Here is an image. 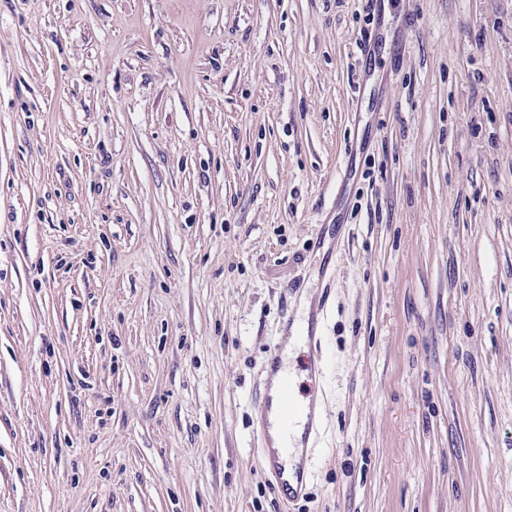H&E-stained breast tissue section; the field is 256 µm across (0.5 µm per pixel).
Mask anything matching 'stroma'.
<instances>
[{"label":"stroma","mask_w":512,"mask_h":512,"mask_svg":"<svg viewBox=\"0 0 512 512\" xmlns=\"http://www.w3.org/2000/svg\"><path fill=\"white\" fill-rule=\"evenodd\" d=\"M0 512H512V0H0ZM282 373L283 372H280L272 377L271 392L274 398L277 396L275 400L276 415L286 441L281 448L283 451H288V448H294V453L296 447L288 444V438H290V431L293 427L294 419L301 411V408L293 399L290 381L288 382L287 380L284 382L279 390ZM259 434L266 446L260 466L274 478V490L288 504L303 492V474L300 472H295L293 475L289 474L281 453L277 449V447H280V434L275 425L271 429V438L275 448L271 444L267 422L261 424Z\"/></svg>","instance_id":"35a3bbf8"}]
</instances>
